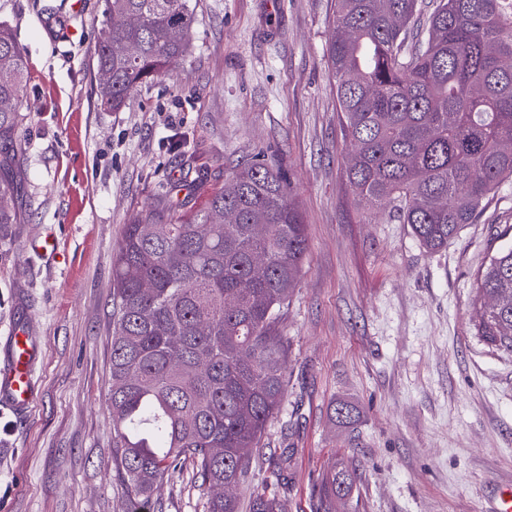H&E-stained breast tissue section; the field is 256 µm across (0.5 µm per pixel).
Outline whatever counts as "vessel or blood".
I'll return each mask as SVG.
<instances>
[{"label": "vessel or blood", "mask_w": 512, "mask_h": 512, "mask_svg": "<svg viewBox=\"0 0 512 512\" xmlns=\"http://www.w3.org/2000/svg\"><path fill=\"white\" fill-rule=\"evenodd\" d=\"M38 345L27 328L15 327L0 346V403L15 415L29 412L36 400L33 367Z\"/></svg>", "instance_id": "1"}]
</instances>
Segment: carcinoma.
Returning <instances> with one entry per match:
<instances>
[{
    "instance_id": "obj_1",
    "label": "carcinoma",
    "mask_w": 512,
    "mask_h": 512,
    "mask_svg": "<svg viewBox=\"0 0 512 512\" xmlns=\"http://www.w3.org/2000/svg\"><path fill=\"white\" fill-rule=\"evenodd\" d=\"M108 41L96 49L102 106L116 112L139 85L190 47L193 0H105ZM326 47L355 201H389L421 244L448 247L512 180V0H336ZM25 56L0 28V224L17 223L13 171L23 121ZM234 222L221 224L224 213ZM307 227L281 173L239 164L202 207L165 222L148 212L126 225L112 259L113 447L134 499L184 460L201 485L224 488L208 512H239L234 495L266 461L274 480L249 512H286L292 448L263 451L285 406L288 342L281 313L297 287ZM475 331L512 353V244L475 280ZM351 424L353 406L333 408ZM356 474L322 476L315 512H333Z\"/></svg>"
}]
</instances>
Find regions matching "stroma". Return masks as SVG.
Listing matches in <instances>:
<instances>
[{
    "label": "stroma",
    "mask_w": 512,
    "mask_h": 512,
    "mask_svg": "<svg viewBox=\"0 0 512 512\" xmlns=\"http://www.w3.org/2000/svg\"><path fill=\"white\" fill-rule=\"evenodd\" d=\"M191 46L117 112L100 107L104 0H0L27 75L14 172L22 221L0 225V343L27 324L42 353L24 421L0 407V512H132L112 448V257L149 211L197 209L238 164L279 168L307 226L279 324L288 400L287 512H314L318 475L359 476L336 512H492L512 490V356L474 329L475 273L512 225V182L447 249L426 252L391 207L357 205L326 46L335 0H195ZM51 237L54 248L37 250ZM357 411L337 423L335 403ZM191 463L150 512H208Z\"/></svg>",
    "instance_id": "obj_1"
}]
</instances>
